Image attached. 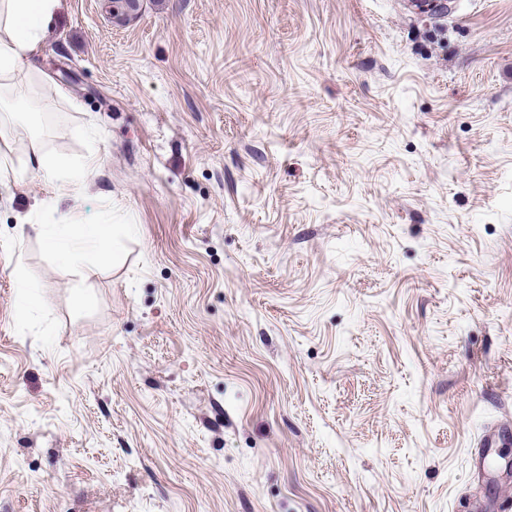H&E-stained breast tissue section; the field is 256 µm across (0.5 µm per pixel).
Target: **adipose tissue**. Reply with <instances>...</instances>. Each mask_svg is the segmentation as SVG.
<instances>
[{"label": "adipose tissue", "instance_id": "ef3b65f1", "mask_svg": "<svg viewBox=\"0 0 512 512\" xmlns=\"http://www.w3.org/2000/svg\"><path fill=\"white\" fill-rule=\"evenodd\" d=\"M59 0H0V81L13 82L29 68L30 58L40 50ZM37 170L53 181L59 194H71L83 172L95 169L96 155H88L81 166L61 157L35 156ZM110 234L106 224L62 225L60 233L45 236L48 249L79 258L87 247L99 246Z\"/></svg>", "mask_w": 512, "mask_h": 512}]
</instances>
